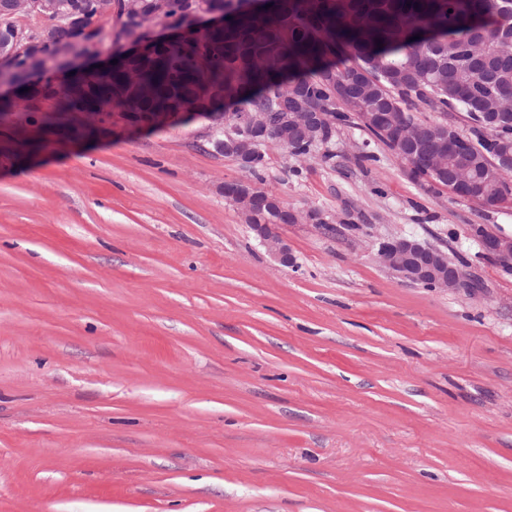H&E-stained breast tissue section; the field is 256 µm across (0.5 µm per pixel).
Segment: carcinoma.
Returning a JSON list of instances; mask_svg holds the SVG:
<instances>
[{"instance_id":"obj_1","label":"carcinoma","mask_w":512,"mask_h":512,"mask_svg":"<svg viewBox=\"0 0 512 512\" xmlns=\"http://www.w3.org/2000/svg\"><path fill=\"white\" fill-rule=\"evenodd\" d=\"M68 2L72 27L59 28L53 16L40 17L37 27L67 37L91 27L88 49L98 52L97 0ZM186 2L169 0L164 26L188 23ZM19 15L12 0H0V25L30 33L32 27L18 24ZM108 19L107 38L117 45L127 26L118 16ZM467 44L487 47L477 69L463 55ZM135 71V84L153 89L152 98H142L127 86L124 73L114 72L92 79L85 90L49 95L54 105L43 125L78 133L76 117L104 112L137 122L148 112L196 102L206 85L224 93V100L202 106L203 112H280L296 88L307 92L303 111L332 115L323 148L336 138V121L350 116L396 152L375 113H389L404 126H426L415 113L463 112L472 123L467 151L450 154L448 139L436 138L429 142L431 152L448 159V167L465 169L472 195L489 205L505 200L512 181V166L495 165L489 148L491 138L512 137L495 118L512 100V0H272L266 13L237 15L193 43L154 46ZM274 147L287 148L285 134L254 145L257 163L250 177L257 184ZM409 163L412 178L448 186V172L427 171L421 152Z\"/></svg>"}]
</instances>
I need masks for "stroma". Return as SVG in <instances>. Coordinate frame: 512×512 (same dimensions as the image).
I'll return each mask as SVG.
<instances>
[{
	"mask_svg": "<svg viewBox=\"0 0 512 512\" xmlns=\"http://www.w3.org/2000/svg\"><path fill=\"white\" fill-rule=\"evenodd\" d=\"M74 138L0 117V512H512V274L488 208L345 123L263 186L343 225L273 260L199 122ZM463 260L404 282L378 244ZM470 235L485 255L494 259L503 271L512 273V237L489 233L481 224L471 225ZM377 260L399 279L423 288L458 292L475 288L464 265L433 246L404 237L380 242Z\"/></svg>",
	"mask_w": 512,
	"mask_h": 512,
	"instance_id": "1",
	"label": "stroma"
}]
</instances>
